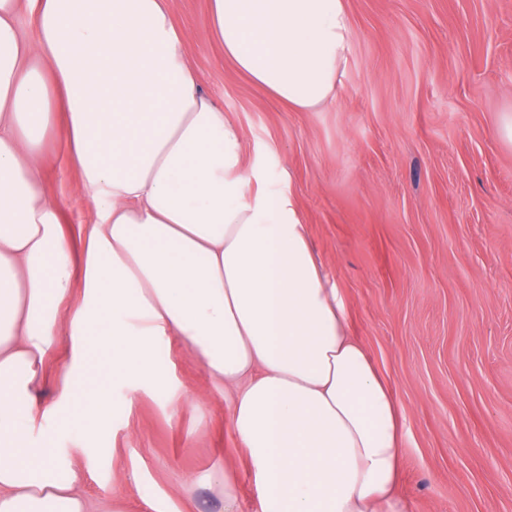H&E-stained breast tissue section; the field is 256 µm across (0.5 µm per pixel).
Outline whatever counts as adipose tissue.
I'll list each match as a JSON object with an SVG mask.
<instances>
[{
    "label": "adipose tissue",
    "instance_id": "ef3b65f1",
    "mask_svg": "<svg viewBox=\"0 0 512 512\" xmlns=\"http://www.w3.org/2000/svg\"><path fill=\"white\" fill-rule=\"evenodd\" d=\"M207 23L263 90L301 110L335 96L343 0H210ZM185 40L166 0H0V512H127L88 500L76 458L31 438L35 390L66 344L62 412L100 433L113 379L162 381L165 337L233 387L260 512H402L390 390L292 200L260 189L242 129L201 91ZM50 135L95 209L78 264L45 186ZM213 487L222 512H240L229 473L142 500L192 512Z\"/></svg>",
    "mask_w": 512,
    "mask_h": 512
}]
</instances>
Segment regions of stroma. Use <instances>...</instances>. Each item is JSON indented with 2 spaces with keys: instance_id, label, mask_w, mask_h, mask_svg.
<instances>
[{
  "instance_id": "obj_1",
  "label": "stroma",
  "mask_w": 512,
  "mask_h": 512,
  "mask_svg": "<svg viewBox=\"0 0 512 512\" xmlns=\"http://www.w3.org/2000/svg\"><path fill=\"white\" fill-rule=\"evenodd\" d=\"M351 28L334 100L299 111L254 86L205 24L208 0H168L201 90L245 134L244 160L289 188L317 261L339 289L350 334L400 413L404 512H512V0H345ZM73 250L94 221L80 172L55 142L43 158ZM187 393L127 408L110 388L107 432L89 438L50 408L67 353L36 398L50 434L91 473L88 498L137 507L188 473L232 471L241 512H258L231 428L230 392L177 342H162ZM138 469V480L127 479Z\"/></svg>"
}]
</instances>
